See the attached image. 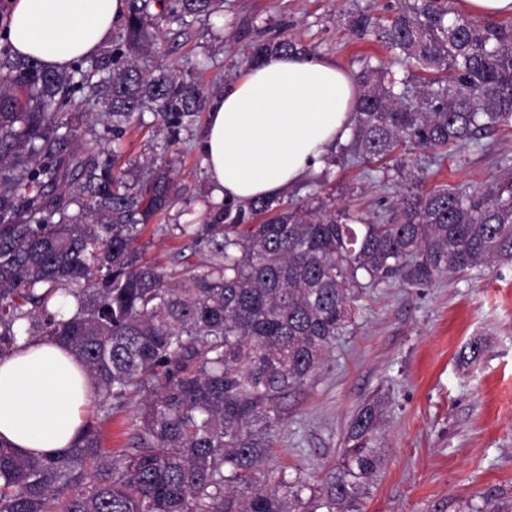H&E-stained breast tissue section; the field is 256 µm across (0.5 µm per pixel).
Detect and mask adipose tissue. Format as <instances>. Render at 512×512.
Instances as JSON below:
<instances>
[{
	"instance_id": "obj_1",
	"label": "adipose tissue",
	"mask_w": 512,
	"mask_h": 512,
	"mask_svg": "<svg viewBox=\"0 0 512 512\" xmlns=\"http://www.w3.org/2000/svg\"><path fill=\"white\" fill-rule=\"evenodd\" d=\"M124 11V0H13L7 36L18 56L63 71L97 54ZM358 95L329 59L281 53L250 66L212 99L199 141L213 202L288 192L349 136ZM93 395L66 346L19 337L0 358V439L22 454L72 448Z\"/></svg>"
}]
</instances>
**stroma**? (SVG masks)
Instances as JSON below:
<instances>
[{"mask_svg":"<svg viewBox=\"0 0 512 512\" xmlns=\"http://www.w3.org/2000/svg\"><path fill=\"white\" fill-rule=\"evenodd\" d=\"M398 4L224 0L219 17L167 43L163 61L185 73L207 63L199 79L208 100L241 76L247 48L258 38H296L354 75L379 61L389 77L402 80L409 65L378 42L355 39L346 27L349 12L388 16ZM206 118L199 112L171 147L160 117L150 112L124 138L127 167L166 153L186 189L140 238L146 259L176 280L213 257L209 245L179 231L208 218L212 186L198 149ZM407 161L424 190L450 185L477 192L512 176V129L486 130L475 144L437 163L417 149ZM404 189L401 179L381 183L368 165L332 163L290 194L386 215ZM354 307L353 325L337 337L319 375L289 399L266 469L299 471L322 483L336 469L354 413L378 398L383 465L368 485L364 512H512V261L427 286L367 288ZM474 342L482 347L475 358L469 353Z\"/></svg>","mask_w":512,"mask_h":512,"instance_id":"1","label":"stroma"}]
</instances>
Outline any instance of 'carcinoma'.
Returning a JSON list of instances; mask_svg holds the SVG:
<instances>
[{
	"label": "carcinoma",
	"instance_id": "obj_1",
	"mask_svg": "<svg viewBox=\"0 0 512 512\" xmlns=\"http://www.w3.org/2000/svg\"><path fill=\"white\" fill-rule=\"evenodd\" d=\"M125 2L112 42L65 71L0 59V357L14 351L20 320L30 338L65 344L102 418L137 406L133 447L112 458L91 423L55 455L0 441V512H362L381 464L380 404L356 411L340 467L314 485L262 470L288 398L353 322L355 292L512 259V180L469 195L423 191L412 177L388 218L287 197L228 204L179 227L219 261L172 282L139 239L181 189L161 156L131 175L120 140L156 112L168 144L179 141L203 89L153 57L224 0ZM449 2L404 0L384 22L349 15L356 38L383 43L421 76L397 92L377 66L361 75L343 162L408 145L440 159L485 128L512 127V20ZM283 52L310 55L288 38L257 42L250 64ZM93 107L101 129L86 131L79 114Z\"/></svg>",
	"mask_w": 512,
	"mask_h": 512
}]
</instances>
